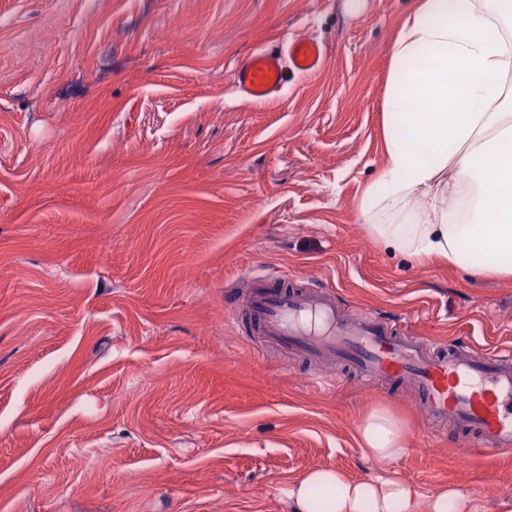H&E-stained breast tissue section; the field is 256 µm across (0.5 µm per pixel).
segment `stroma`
I'll list each match as a JSON object with an SVG mask.
<instances>
[{
    "mask_svg": "<svg viewBox=\"0 0 512 512\" xmlns=\"http://www.w3.org/2000/svg\"><path fill=\"white\" fill-rule=\"evenodd\" d=\"M413 0H0V512H289L331 467L512 512V448L431 432L412 390L255 354L245 273L304 277L414 336L512 349V277L386 252L359 209ZM317 74L235 83L296 35ZM408 452L365 457L373 410ZM324 50L318 40L305 35L288 38L278 46L248 56L236 70L239 88L255 101H266L296 76L316 73Z\"/></svg>",
    "mask_w": 512,
    "mask_h": 512,
    "instance_id": "1",
    "label": "stroma"
}]
</instances>
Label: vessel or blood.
I'll return each instance as SVG.
<instances>
[{
    "label": "vessel or blood",
    "mask_w": 512,
    "mask_h": 512,
    "mask_svg": "<svg viewBox=\"0 0 512 512\" xmlns=\"http://www.w3.org/2000/svg\"><path fill=\"white\" fill-rule=\"evenodd\" d=\"M324 50L305 35L248 56L236 70L239 88L266 101L292 79L316 73ZM238 330L271 347L329 367L342 366L389 390L412 389L437 429L493 456L512 447V351L474 354L459 342L409 335L399 321L369 313L347 316L329 290L287 277L253 273L226 300Z\"/></svg>",
    "instance_id": "1"
}]
</instances>
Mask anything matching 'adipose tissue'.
Returning a JSON list of instances; mask_svg holds the SVG:
<instances>
[{"label":"adipose tissue","mask_w":512,"mask_h":512,"mask_svg":"<svg viewBox=\"0 0 512 512\" xmlns=\"http://www.w3.org/2000/svg\"><path fill=\"white\" fill-rule=\"evenodd\" d=\"M505 0H416L400 22L383 104L386 162L360 208L381 246L416 262L512 276V28ZM381 464L405 455L399 424L358 428ZM392 477L316 469L288 488L294 512H416Z\"/></svg>","instance_id":"obj_1"}]
</instances>
